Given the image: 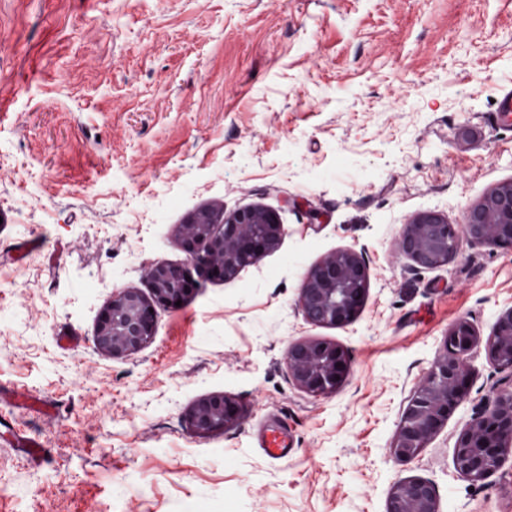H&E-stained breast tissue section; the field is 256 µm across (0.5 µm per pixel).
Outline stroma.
<instances>
[{
  "mask_svg": "<svg viewBox=\"0 0 512 512\" xmlns=\"http://www.w3.org/2000/svg\"><path fill=\"white\" fill-rule=\"evenodd\" d=\"M510 86L512 0H0V512H386L410 478L439 512H512V456L479 482L453 462L512 387L484 345L512 309V252L464 238L432 270L393 253L414 215L464 223L512 182ZM253 207L285 226L274 250L229 279L189 268L181 224ZM347 248L368 267L358 315L306 322L304 276ZM157 262L197 290L139 352L101 353V311L150 295ZM460 321L481 340L468 396L399 461L402 413ZM297 341L346 350L334 393L293 383ZM214 393L241 414L196 434ZM277 422L281 459L259 446Z\"/></svg>",
  "mask_w": 512,
  "mask_h": 512,
  "instance_id": "1",
  "label": "stroma"
}]
</instances>
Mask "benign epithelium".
Segmentation results:
<instances>
[{
    "mask_svg": "<svg viewBox=\"0 0 512 512\" xmlns=\"http://www.w3.org/2000/svg\"><path fill=\"white\" fill-rule=\"evenodd\" d=\"M471 242L512 251V182L492 190L470 208L462 225L450 224L436 212L415 215L403 225L395 242L397 254L420 268L448 264V234ZM284 234V225L264 209L246 208L226 217L200 211L182 225L179 244L195 268L219 277L235 276L261 253L274 248ZM152 297L127 288L112 296L95 330V346L113 357L133 354L153 338L155 314L190 292L186 271L168 263H155L146 270ZM368 289V271L363 255L343 249L321 259L308 272L299 288L298 304L305 320L317 326H340L359 313ZM477 336L468 323H457L446 336L444 353L431 366L407 405L391 453L400 461L417 457L428 440L448 422L469 393L468 357ZM491 360L512 371V309L503 313L486 342ZM292 380L313 395L332 393L345 380L349 361L345 350L324 341H299L287 352ZM239 416L237 404L224 395L197 401L189 413L192 430L209 434L227 428ZM512 453V390H503L492 403L459 433L454 451L455 468L474 481H481ZM386 512H438L433 485L413 478L392 488Z\"/></svg>",
    "mask_w": 512,
    "mask_h": 512,
    "instance_id": "benign-epithelium-1",
    "label": "benign epithelium"
}]
</instances>
